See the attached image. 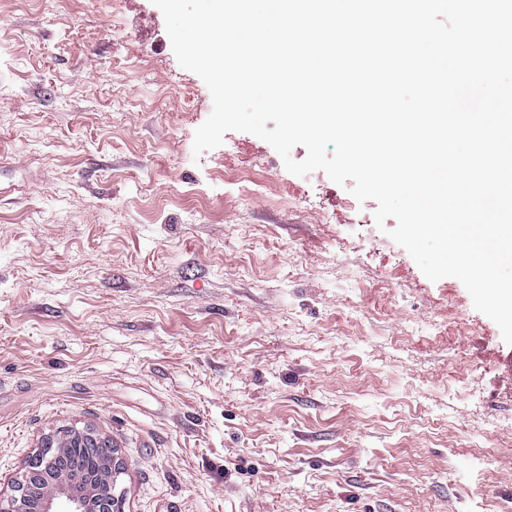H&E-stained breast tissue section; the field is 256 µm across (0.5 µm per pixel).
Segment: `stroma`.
<instances>
[{"label": "stroma", "instance_id": "obj_1", "mask_svg": "<svg viewBox=\"0 0 512 512\" xmlns=\"http://www.w3.org/2000/svg\"><path fill=\"white\" fill-rule=\"evenodd\" d=\"M212 108L152 0H0V493L88 426L125 512L512 507L498 326Z\"/></svg>", "mask_w": 512, "mask_h": 512}]
</instances>
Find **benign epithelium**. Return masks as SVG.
I'll list each match as a JSON object with an SVG mask.
<instances>
[{
	"mask_svg": "<svg viewBox=\"0 0 512 512\" xmlns=\"http://www.w3.org/2000/svg\"><path fill=\"white\" fill-rule=\"evenodd\" d=\"M79 443L98 460V474L87 484L77 485L66 477L72 468L51 469L43 464L47 452L72 463L69 448ZM124 471L112 441L91 428L68 427L46 435L38 452L28 461L22 479L13 486V494L0 497V512H95L102 506L104 512H125L122 494L110 498L99 497L97 483L112 479L117 481Z\"/></svg>",
	"mask_w": 512,
	"mask_h": 512,
	"instance_id": "obj_1",
	"label": "benign epithelium"
}]
</instances>
